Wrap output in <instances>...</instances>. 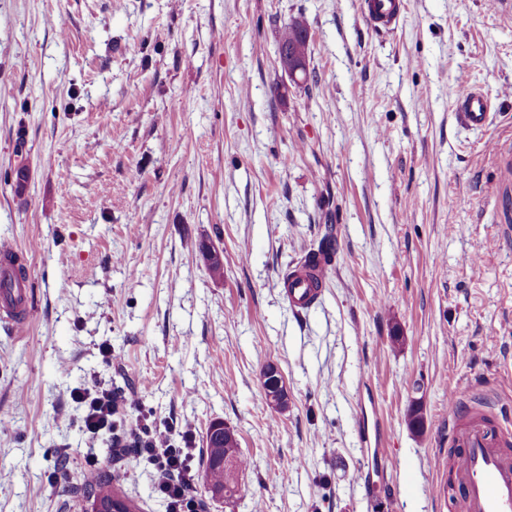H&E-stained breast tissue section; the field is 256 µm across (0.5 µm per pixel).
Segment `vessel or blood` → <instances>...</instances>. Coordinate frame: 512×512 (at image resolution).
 <instances>
[{"instance_id":"obj_1","label":"vessel or blood","mask_w":512,"mask_h":512,"mask_svg":"<svg viewBox=\"0 0 512 512\" xmlns=\"http://www.w3.org/2000/svg\"><path fill=\"white\" fill-rule=\"evenodd\" d=\"M364 16L371 28L393 29L400 19L399 0H365ZM461 124L480 131L492 121L491 104L482 93L463 86L449 88ZM323 267L304 264L288 272L286 297L295 313L311 308L320 298L316 286ZM29 303L0 305V322L26 330L31 320ZM465 394L452 390L448 400V434L452 462L448 476L462 492L463 512H512V428L505 419L493 420L463 408Z\"/></svg>"}]
</instances>
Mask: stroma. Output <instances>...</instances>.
Returning a JSON list of instances; mask_svg holds the SVG:
<instances>
[{
  "label": "stroma",
  "mask_w": 512,
  "mask_h": 512,
  "mask_svg": "<svg viewBox=\"0 0 512 512\" xmlns=\"http://www.w3.org/2000/svg\"><path fill=\"white\" fill-rule=\"evenodd\" d=\"M361 3L0 0V241L34 309L25 336L0 328V512H85L56 488L110 457L71 397L93 384L122 390L126 426L191 425L196 475L209 424L233 430L240 492L216 503L196 478L206 512H458L438 493L449 386L512 413V5L402 0L378 33ZM295 16L305 81L279 63ZM453 82L492 99L483 132ZM328 232L296 315L282 275ZM116 468L167 512L145 460ZM267 366L269 367L270 364H267ZM266 367H265L264 374L262 377L263 383H264V381L269 379L266 384H263L264 388H265L266 399L272 407H277L278 403L280 402L279 408H274V409L280 410V411L284 410L287 407V401H288L287 391H284V390L281 391V389L283 387L286 388L284 378L276 375V373H277L276 365L273 364V367H271V368H266ZM280 391H281V393H280Z\"/></svg>",
  "instance_id": "obj_1"
}]
</instances>
